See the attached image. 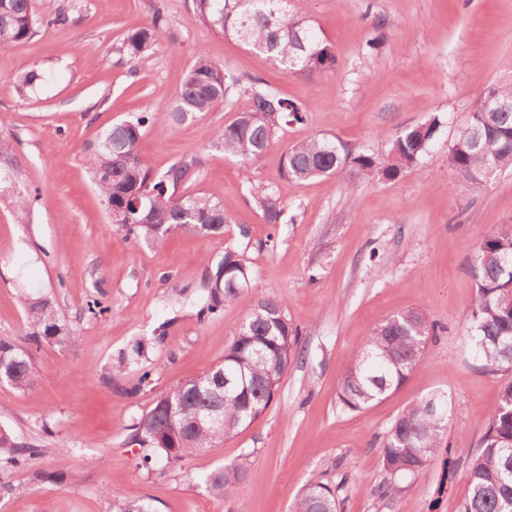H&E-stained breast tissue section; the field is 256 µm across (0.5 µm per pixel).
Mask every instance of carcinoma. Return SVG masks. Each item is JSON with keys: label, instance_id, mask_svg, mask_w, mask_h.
<instances>
[{"label": "carcinoma", "instance_id": "carcinoma-1", "mask_svg": "<svg viewBox=\"0 0 512 512\" xmlns=\"http://www.w3.org/2000/svg\"><path fill=\"white\" fill-rule=\"evenodd\" d=\"M297 0H195L203 22L226 38L277 61L289 74L324 73L336 65V54L312 16L295 6ZM162 14L150 25L129 34L122 51L141 60L163 36ZM43 23L32 0H0V47L25 43ZM236 93L249 107L219 129L224 155L249 161L261 156L277 132L306 121L310 107L281 96L259 78L244 79L200 55L176 96L174 119L183 122L212 111ZM512 103V80L487 87L483 96ZM143 114L115 123L101 136L106 144L90 149L85 167L98 194L112 202L126 235L144 243H159L179 229L210 236L224 234L231 223L224 204L205 195L175 196L191 171L179 162L163 176L151 175L137 148ZM440 121L434 117L394 136L383 155L357 151L336 136L313 137L290 146L283 172L297 181L336 174L345 180H394L414 167L436 138ZM449 164L457 177L476 188L491 176L512 168V110L493 112L478 101L467 125L449 149ZM251 198L268 224L282 222L285 207L275 188L258 183ZM472 277L476 299L469 316L468 339L479 369L487 373L512 370V223L500 224L474 247ZM252 270L244 254L229 249L206 283L208 300L201 312L218 316L249 287ZM30 335L73 346L71 330L55 302L47 297L22 298ZM438 323L422 309H408L370 329L348 353L339 388V403L361 411L399 389L408 379ZM299 330L287 314L284 299H259L234 336L224 359L203 368L176 388L158 394L151 409L134 426L132 440L161 456L181 461L214 448L250 426L270 406L288 366L296 358ZM234 381L222 387L224 377ZM0 378L21 391L31 389L35 372L31 354L16 340L0 338ZM448 428V397L434 392L406 406L393 420L379 448L385 478L378 486L382 499H393L405 483L422 472L440 453ZM35 445L22 447L8 432H0V469L26 467L42 455ZM244 469L230 464L208 476L209 493L222 497L243 479ZM468 496L460 512H512V382L504 385L491 411L480 444L466 470ZM336 489L316 482L306 486L291 512H339ZM116 512H149L135 491Z\"/></svg>", "mask_w": 512, "mask_h": 512}]
</instances>
